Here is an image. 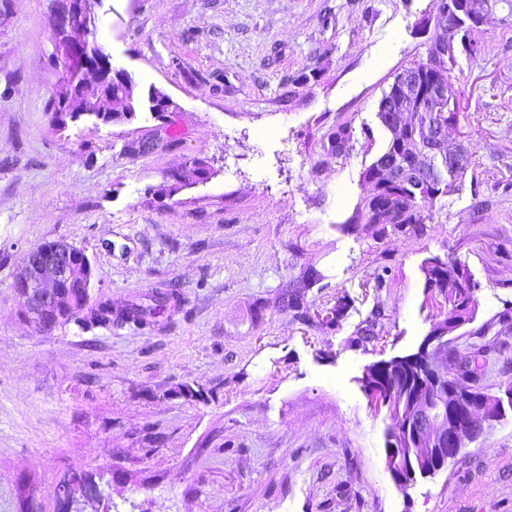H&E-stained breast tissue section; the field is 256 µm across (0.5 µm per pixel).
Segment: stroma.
Masks as SVG:
<instances>
[{
    "mask_svg": "<svg viewBox=\"0 0 512 512\" xmlns=\"http://www.w3.org/2000/svg\"><path fill=\"white\" fill-rule=\"evenodd\" d=\"M97 13L114 68L170 112L57 129L51 0H0V512H20L27 480L59 512L73 470L101 492L78 512H512V412L403 491L389 421L361 386L439 318L422 271L435 256L478 285L451 350L493 329L479 385L512 382V16L484 31L487 57L458 59L473 157L416 236L349 219L385 142L379 101L424 58L435 0H103ZM345 122L370 136L339 155L329 135ZM59 239L94 267L91 303L175 291L181 308L149 330L38 332L14 281L30 248Z\"/></svg>",
    "mask_w": 512,
    "mask_h": 512,
    "instance_id": "stroma-1",
    "label": "stroma"
}]
</instances>
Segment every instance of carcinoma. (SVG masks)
Here are the masks:
<instances>
[{
	"instance_id": "obj_1",
	"label": "carcinoma",
	"mask_w": 512,
	"mask_h": 512,
	"mask_svg": "<svg viewBox=\"0 0 512 512\" xmlns=\"http://www.w3.org/2000/svg\"><path fill=\"white\" fill-rule=\"evenodd\" d=\"M482 31L483 26H479L470 27L462 33V38L468 44V55L471 58L480 57L487 52V47L481 37ZM401 90V82L395 79L384 91L379 101L377 118L380 126L387 132L391 128V123L388 120V117L391 116V105ZM128 98L142 107L151 109L163 106L166 94L152 88L148 91L147 96L143 97L136 91V84L126 83L124 87H120V91H112L110 99L97 95H83L73 98L63 106L53 98L50 100V105L55 112V121L60 125L65 124V117L72 118L84 112L94 113V119L102 124H114L127 121L128 113L124 112L122 106ZM330 137L336 145V154L338 155L347 153L357 140L355 128L348 123L336 126V130L330 134ZM426 144L427 134L422 125L410 127L402 142L387 138L383 151L364 169L363 181L366 182L373 178L386 167L404 171L408 173V176L404 177L399 185H383L379 188L378 193L361 197L349 223L362 226L365 230H371L377 234L381 232L379 225L384 223L382 206L389 205L397 210L396 226L408 227L412 233L423 230L426 220L429 219L425 212L433 207L439 198L448 195V191L443 186L433 189V192L430 193L426 188H419V182L415 181L414 175L416 174L426 175L437 181L443 179L447 160L439 158L435 161L434 167L425 168L422 156ZM424 273L428 287L438 289L444 296L447 305L444 318L433 324L432 331L445 332L448 330L453 333L457 327H463L475 319L478 311V299L475 295L477 285L471 282V277L465 271L464 265L460 263L450 265L435 257L424 266ZM179 304L180 299L177 296L149 295L145 302L131 303L119 311H114L111 303L103 301L94 306L79 309L68 317V320L89 328L106 327L116 322L133 324L145 329L153 326L157 322V317L169 307ZM495 354L494 346L483 345L466 357L465 369L462 370L461 375H453L447 380H435L426 370L427 352L421 348L418 352L392 363L391 384L394 385V392L390 393V404L393 408H398L400 403L408 399L413 390L421 387L430 395L439 398L448 395L450 387H458L462 390L470 388L476 391V394H482L484 390L474 385L470 387L465 385L463 377L483 376Z\"/></svg>"
}]
</instances>
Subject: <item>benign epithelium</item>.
Segmentation results:
<instances>
[{"label": "benign epithelium", "mask_w": 512, "mask_h": 512, "mask_svg": "<svg viewBox=\"0 0 512 512\" xmlns=\"http://www.w3.org/2000/svg\"><path fill=\"white\" fill-rule=\"evenodd\" d=\"M101 0H59L54 9L53 31L58 35L73 33L63 45L55 47L52 56L59 76L71 81L84 83L87 78L96 79L102 85L115 73L111 57L95 36L96 6ZM488 0H473L464 3L457 10L455 20L442 19V29L448 36L436 45L434 54L438 58L454 57L460 49L455 36L461 33L459 24H470L482 17ZM423 74L403 73L401 82L405 99L399 107L404 114L393 125V138L402 140L406 127L417 123L422 112H437L442 118L432 122V135L427 150L429 154L444 156L448 159V184H453L451 170L459 167L463 155L462 146L453 149L446 147L448 137L457 132L459 124L454 87L442 78H433L429 87L421 86ZM94 278V270L84 250L66 241H55L31 248L24 256L17 274L14 288L22 302L27 319L31 325L47 332L55 328L57 315L61 312L72 313L76 307L85 304L89 298V289ZM83 288V298L77 300L68 292L73 284ZM430 369L436 376H448V336L431 337L429 341ZM389 361L380 360L372 364L373 378L366 386L367 397L376 412L388 409V392L383 377ZM512 410V385L506 386L505 395L488 400L473 398L464 411L448 406V413L435 407V399L420 394L405 406L401 417L407 419L408 433L406 447L416 449V461L431 459L434 466L424 467V476H431L442 470L448 462L456 459L461 450L476 441L484 432L501 421L507 410ZM399 444L393 442L392 431L385 435V463L393 481L403 491L416 482L414 467L410 464L396 463Z\"/></svg>", "instance_id": "7a95c632"}]
</instances>
